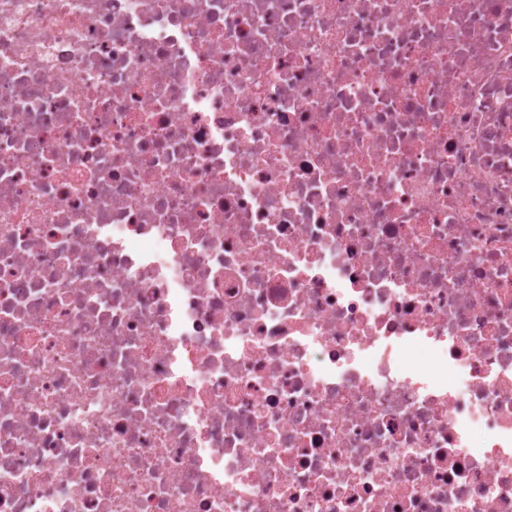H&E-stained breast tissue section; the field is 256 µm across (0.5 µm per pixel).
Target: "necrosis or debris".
Returning a JSON list of instances; mask_svg holds the SVG:
<instances>
[{
  "instance_id": "4bbe7bcc",
  "label": "necrosis or debris",
  "mask_w": 512,
  "mask_h": 512,
  "mask_svg": "<svg viewBox=\"0 0 512 512\" xmlns=\"http://www.w3.org/2000/svg\"><path fill=\"white\" fill-rule=\"evenodd\" d=\"M0 512H512V0H0Z\"/></svg>"
}]
</instances>
